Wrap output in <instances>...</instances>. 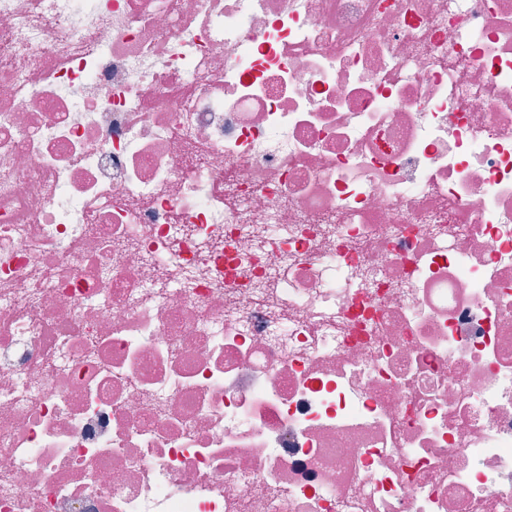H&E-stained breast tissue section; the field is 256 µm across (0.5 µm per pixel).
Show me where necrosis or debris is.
<instances>
[{
  "instance_id": "1",
  "label": "necrosis or debris",
  "mask_w": 512,
  "mask_h": 512,
  "mask_svg": "<svg viewBox=\"0 0 512 512\" xmlns=\"http://www.w3.org/2000/svg\"><path fill=\"white\" fill-rule=\"evenodd\" d=\"M0 512H512V0H0Z\"/></svg>"
}]
</instances>
